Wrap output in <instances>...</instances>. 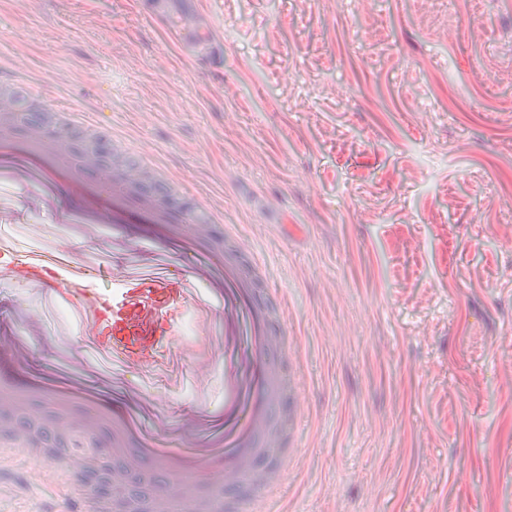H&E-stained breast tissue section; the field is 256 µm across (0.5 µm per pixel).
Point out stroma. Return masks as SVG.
<instances>
[{
    "mask_svg": "<svg viewBox=\"0 0 512 512\" xmlns=\"http://www.w3.org/2000/svg\"><path fill=\"white\" fill-rule=\"evenodd\" d=\"M0 0V83H48L261 264L303 413L257 512H512V0ZM0 379L224 445V277L81 222L0 153ZM0 512H79L23 456Z\"/></svg>",
    "mask_w": 512,
    "mask_h": 512,
    "instance_id": "1",
    "label": "stroma"
}]
</instances>
